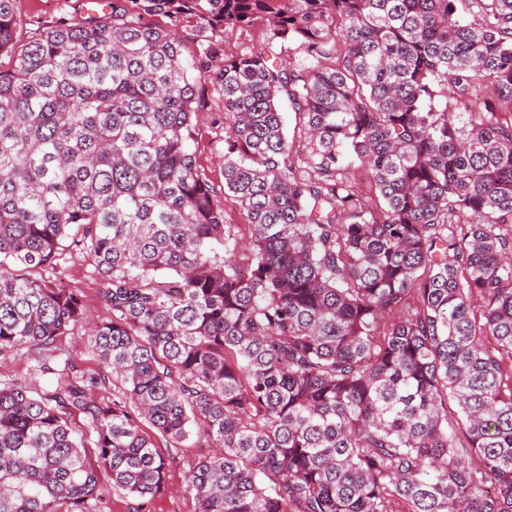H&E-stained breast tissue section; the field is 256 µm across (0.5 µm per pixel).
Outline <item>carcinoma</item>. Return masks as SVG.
Here are the masks:
<instances>
[{
  "mask_svg": "<svg viewBox=\"0 0 512 512\" xmlns=\"http://www.w3.org/2000/svg\"><path fill=\"white\" fill-rule=\"evenodd\" d=\"M457 2L109 0L20 47L0 0V359L36 362L0 383V512H96L102 480L143 512L185 448L223 449L195 512H512V0ZM207 85L243 264L190 149ZM70 258L104 319L16 273ZM81 324L97 374L54 353ZM266 38V26L261 22L249 28L229 31L224 36V52L228 56H234L240 52L256 50ZM283 116L285 120V129L288 136V142L292 146L293 153L301 156L305 153V143L301 134V124L295 113L291 111L287 103L282 105Z\"/></svg>",
  "mask_w": 512,
  "mask_h": 512,
  "instance_id": "1",
  "label": "carcinoma"
}]
</instances>
